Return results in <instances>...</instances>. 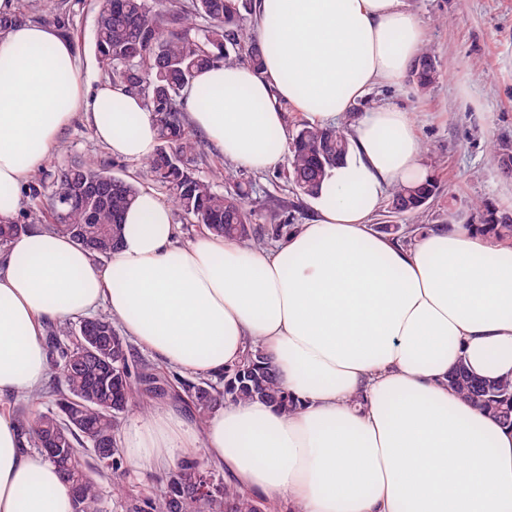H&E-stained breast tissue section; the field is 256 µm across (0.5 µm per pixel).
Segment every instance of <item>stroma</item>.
<instances>
[{
	"label": "stroma",
	"instance_id": "stroma-1",
	"mask_svg": "<svg viewBox=\"0 0 512 512\" xmlns=\"http://www.w3.org/2000/svg\"><path fill=\"white\" fill-rule=\"evenodd\" d=\"M418 20L424 44L436 59L438 76L426 90L409 82L377 86L355 106L353 117L378 105L413 113L424 146L421 163L437 183L433 199L416 214L375 215L373 226L387 223L441 226L449 215L475 222V201L512 211V178H504L497 146H512V0H404ZM26 20L57 28L71 37L79 66L93 86L104 81L94 54L97 0H18ZM93 160L105 171L138 178L140 164L112 154L97 142L89 124L76 118L59 137L57 149L35 177L49 181L58 166ZM287 161L274 170H242L250 187L247 203L258 214L269 244L277 225L310 223L313 200L287 179Z\"/></svg>",
	"mask_w": 512,
	"mask_h": 512
}]
</instances>
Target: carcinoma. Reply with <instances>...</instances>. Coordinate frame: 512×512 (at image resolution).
<instances>
[{
  "mask_svg": "<svg viewBox=\"0 0 512 512\" xmlns=\"http://www.w3.org/2000/svg\"><path fill=\"white\" fill-rule=\"evenodd\" d=\"M248 10V0H98L94 43L104 77L141 97L154 115L156 146L141 161L143 176L164 189L185 218L211 234L262 248L265 239L255 228L258 214L246 203L245 183L222 168L210 178L196 173L201 140L187 128L185 107V92L198 71L242 58L257 71L263 68L266 47L247 28L243 12ZM432 59L425 49L408 71V80L422 92L434 82L437 69H420L418 63ZM347 151L345 127L304 125L289 150L291 183L300 193L316 197L327 169L340 164ZM103 174L88 160L57 167L47 209L40 187L29 185L32 206L23 214L24 221L0 222V247L33 224L50 220L48 229L69 235L99 258L112 257L137 185L113 175L109 187H93L91 180ZM216 181L224 183V190L215 188ZM435 191L430 178L397 184L389 203L402 214L414 213ZM75 195L85 196V204L63 203ZM474 209L484 231L512 239V222L497 218L496 208L480 202ZM380 230L404 246L415 239V229L400 224H385ZM45 342L50 365L63 382L50 391L29 394L15 410L14 423L22 447L42 456L47 448L59 449L51 464L67 484L79 488V495L72 498L73 512H102L103 487L93 476L98 466L112 472V497L125 512H263L262 503L231 483L219 482L213 492L199 493L208 471L192 460L177 466L159 495H138L124 484L123 455L116 440L120 419L132 406L145 414L151 403L168 396L187 397L188 407L201 419L228 404L255 399L291 409L293 401L260 350H247L242 362L217 385L185 380L174 384L146 360L131 369L130 345L107 316L83 318L76 324L50 323ZM448 388L512 426V379H480L461 362L448 372Z\"/></svg>",
  "mask_w": 512,
  "mask_h": 512,
  "instance_id": "carcinoma-1",
  "label": "carcinoma"
}]
</instances>
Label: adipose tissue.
I'll return each instance as SVG.
<instances>
[{
	"instance_id": "obj_1",
	"label": "adipose tissue",
	"mask_w": 512,
	"mask_h": 512,
	"mask_svg": "<svg viewBox=\"0 0 512 512\" xmlns=\"http://www.w3.org/2000/svg\"><path fill=\"white\" fill-rule=\"evenodd\" d=\"M262 71L197 73L188 121L225 158L264 172L288 138L284 104L336 125L372 86L395 85L424 34L401 0H260ZM84 117L113 155L153 153L142 99L83 79L73 42L24 22L0 33V221L60 133ZM311 223L271 249L210 234L181 243L172 207L150 185L127 210L121 245L101 260L42 228L0 253V399L50 375L51 322L106 308L153 356L223 376L259 346L293 410L229 404L203 430L158 409L124 429L134 470L161 473L205 455L275 512H512V427L448 388L465 363L512 378V241L451 221L413 247L374 232L389 186L427 178L411 113L391 105L348 127ZM0 512H73L58 470L21 447L0 409Z\"/></svg>"
}]
</instances>
